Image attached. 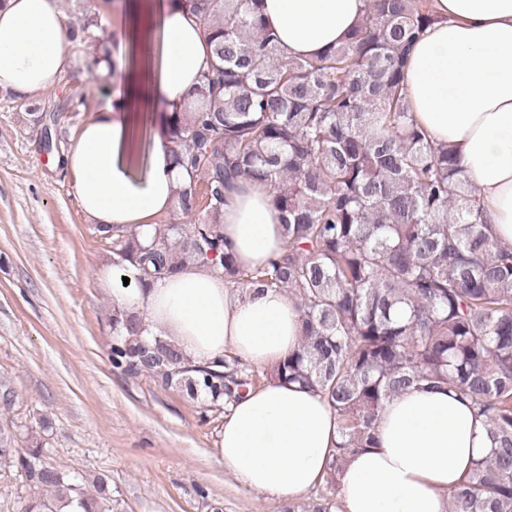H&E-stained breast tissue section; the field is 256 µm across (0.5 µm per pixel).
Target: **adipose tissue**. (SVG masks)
I'll return each instance as SVG.
<instances>
[{
  "label": "adipose tissue",
  "mask_w": 512,
  "mask_h": 512,
  "mask_svg": "<svg viewBox=\"0 0 512 512\" xmlns=\"http://www.w3.org/2000/svg\"><path fill=\"white\" fill-rule=\"evenodd\" d=\"M61 0H0V89L33 100L59 82L74 57ZM283 55L312 58L340 44L366 0H260ZM436 21L412 49L405 84L428 135L450 145L479 198L491 235L512 246V0H430ZM163 31L153 56L154 27ZM96 67L101 109L82 125L66 167L90 223L154 224L167 216L181 173L156 131L143 176L136 128L145 113L180 112L199 86L209 48L198 19L173 0H126L122 22ZM224 243L245 267L285 248L267 186L240 182L224 204ZM132 270L109 268L112 304L143 315L152 335L193 364L230 353L269 368L302 336L282 291L240 292L207 266L186 264L143 288ZM337 440L334 411L297 383L270 381L232 403L218 456L248 489L283 503L319 485ZM485 426L445 392L409 391L386 405L375 445L352 456L339 479L345 512H448V493L486 448Z\"/></svg>",
  "instance_id": "adipose-tissue-1"
}]
</instances>
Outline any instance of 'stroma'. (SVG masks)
<instances>
[{
    "mask_svg": "<svg viewBox=\"0 0 512 512\" xmlns=\"http://www.w3.org/2000/svg\"><path fill=\"white\" fill-rule=\"evenodd\" d=\"M32 105L0 91V427L23 433L46 418L54 462L106 475L126 512H282L218 458L223 409L191 400L146 375L113 369L112 298L101 276L109 245L75 199L68 171L44 154L28 108L54 111L85 99L69 133L101 108V77L83 61Z\"/></svg>",
    "mask_w": 512,
    "mask_h": 512,
    "instance_id": "1",
    "label": "stroma"
}]
</instances>
